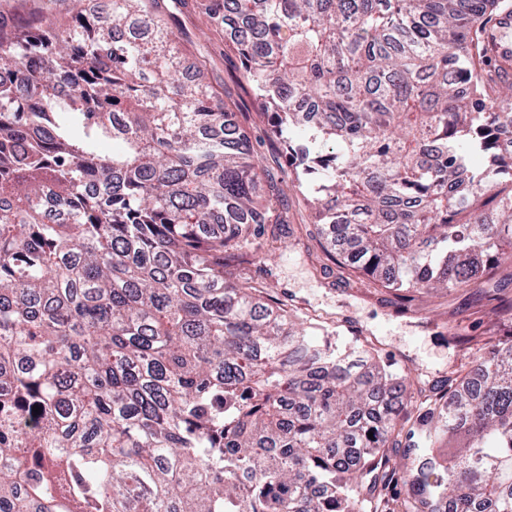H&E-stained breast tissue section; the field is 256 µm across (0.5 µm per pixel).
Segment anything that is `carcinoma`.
<instances>
[{"instance_id":"obj_1","label":"carcinoma","mask_w":512,"mask_h":512,"mask_svg":"<svg viewBox=\"0 0 512 512\" xmlns=\"http://www.w3.org/2000/svg\"><path fill=\"white\" fill-rule=\"evenodd\" d=\"M501 4L207 5L247 23L231 42L326 254L402 311L512 262V79L473 36ZM276 191L164 0L0 26V512H366L389 486L411 383L258 295ZM464 358L401 512H512V338Z\"/></svg>"}]
</instances>
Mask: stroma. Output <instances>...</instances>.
<instances>
[{
    "label": "stroma",
    "instance_id": "1",
    "mask_svg": "<svg viewBox=\"0 0 512 512\" xmlns=\"http://www.w3.org/2000/svg\"><path fill=\"white\" fill-rule=\"evenodd\" d=\"M176 15L178 32L190 58L207 63L205 75L219 99L236 114L262 166L278 172L285 157L267 118L249 95L240 61L222 25L211 24L206 38L196 29L206 20L202 0H166ZM95 0H0V16L10 18L37 9L43 26L63 24L70 12L93 7ZM274 207L285 224L284 244L268 263L271 293L308 322L323 325L324 334L340 345H366L398 370L418 375L424 395L456 363L447 326L482 336L490 307L476 289L439 298H417L407 312L392 306L385 288L364 274L330 264L315 236V213L290 178H283Z\"/></svg>",
    "mask_w": 512,
    "mask_h": 512
}]
</instances>
